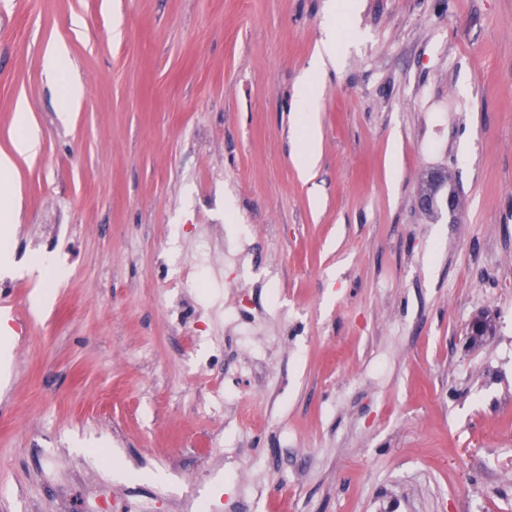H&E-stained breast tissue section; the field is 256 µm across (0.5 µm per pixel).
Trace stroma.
I'll return each mask as SVG.
<instances>
[{
  "label": "stroma",
  "instance_id": "35a3bbf8",
  "mask_svg": "<svg viewBox=\"0 0 512 512\" xmlns=\"http://www.w3.org/2000/svg\"><path fill=\"white\" fill-rule=\"evenodd\" d=\"M325 9L0 0V151L21 95L42 143L0 273V512H512V0H358L305 178ZM435 169L456 214L416 205ZM326 10L324 38L318 50V54L309 69L304 73L299 87V97L305 112L300 116V122L305 130L306 146L295 155V163L302 172L313 170L319 161L320 132L316 128L313 109L317 107L315 87L319 81L326 61L334 64L340 55L342 43L339 25L336 17L340 14L341 1H330ZM67 58L68 50L64 43H51L43 57V70L45 74L51 79H56L59 72L65 68ZM84 97V91L82 85L69 79L63 87L60 95V112L62 115L72 112L78 108Z\"/></svg>",
  "mask_w": 512,
  "mask_h": 512
}]
</instances>
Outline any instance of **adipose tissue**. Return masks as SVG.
Here are the masks:
<instances>
[{"label":"adipose tissue","mask_w":512,"mask_h":512,"mask_svg":"<svg viewBox=\"0 0 512 512\" xmlns=\"http://www.w3.org/2000/svg\"><path fill=\"white\" fill-rule=\"evenodd\" d=\"M339 0H332L328 4L325 16L324 38L318 54L309 69L304 73L299 87V97L304 106L300 122L305 130L306 145L295 155V163L302 172H310L319 161L320 132L313 117L317 106L315 87L319 81L325 63L336 62L340 55L342 43L340 28L336 19L340 13ZM12 152H0V222L4 223V230L0 231V263L10 260L5 245L8 238L7 224L13 223L18 217L20 192L14 180L16 172V157L33 156L39 153L41 137L35 126L31 109L25 99H18L14 113V136Z\"/></svg>","instance_id":"1"}]
</instances>
